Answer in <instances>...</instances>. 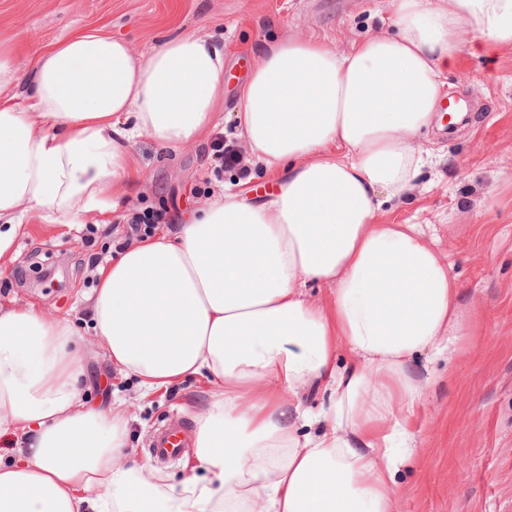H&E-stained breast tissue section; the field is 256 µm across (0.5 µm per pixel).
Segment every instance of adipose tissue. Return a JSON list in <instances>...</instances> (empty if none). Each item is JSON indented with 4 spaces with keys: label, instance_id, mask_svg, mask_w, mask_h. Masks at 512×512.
<instances>
[{
    "label": "adipose tissue",
    "instance_id": "ef3b65f1",
    "mask_svg": "<svg viewBox=\"0 0 512 512\" xmlns=\"http://www.w3.org/2000/svg\"><path fill=\"white\" fill-rule=\"evenodd\" d=\"M392 7L394 33L346 53L312 37L261 46L233 116L277 179L270 198L240 181L97 271L94 338L120 373L146 395L196 376L215 388L180 481L130 457L120 404L86 406L68 321L0 305V436L14 443L0 512H397L432 383L409 364L453 353L471 326L446 258L415 225L377 217L416 185L417 138L462 45L512 48V0ZM223 110L211 35L138 56L89 30L25 65L0 45V260L25 220L111 212L132 140L175 152ZM315 282L331 307L308 298ZM310 386L329 393L317 414L298 398Z\"/></svg>",
    "mask_w": 512,
    "mask_h": 512
}]
</instances>
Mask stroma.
<instances>
[{"label": "stroma", "mask_w": 512, "mask_h": 512, "mask_svg": "<svg viewBox=\"0 0 512 512\" xmlns=\"http://www.w3.org/2000/svg\"><path fill=\"white\" fill-rule=\"evenodd\" d=\"M390 0H0V41L31 59L89 29L126 39L139 55L180 33L213 35L224 44V112L218 130L228 160L211 139L172 153L147 137L130 150L139 177L114 194L111 213L78 224L31 221L0 263V304L31 302L69 320L82 336V397L107 410L119 400L130 419L129 449L149 460L151 432L171 421L194 429L214 392L202 378L142 395L135 380L100 353L88 296L97 270L133 244V214L165 210L169 226L224 188L251 177L256 197L275 183L264 173L233 119L239 85L264 42L293 34L339 52L391 30ZM450 97L468 114L458 128L426 132L431 156L411 198L387 205L383 224H416L435 239L460 286L467 319L482 332L450 357L415 359L433 384L416 419L417 448L397 475L398 512H512V49L486 54L463 45L448 71Z\"/></svg>", "instance_id": "35a3bbf8"}]
</instances>
